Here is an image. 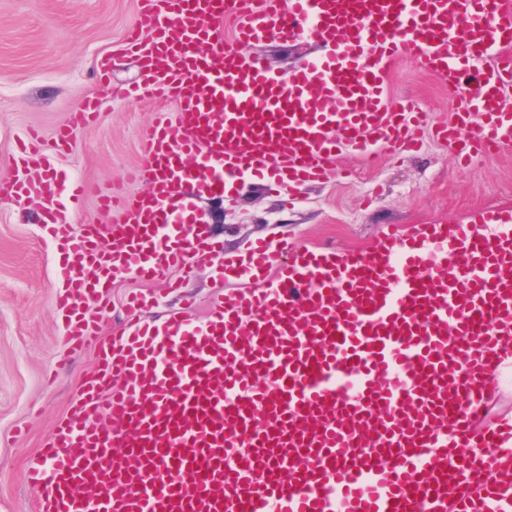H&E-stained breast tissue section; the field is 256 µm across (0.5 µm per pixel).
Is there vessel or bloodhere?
Segmentation results:
<instances>
[{
    "label": "vessel or blood",
    "mask_w": 512,
    "mask_h": 512,
    "mask_svg": "<svg viewBox=\"0 0 512 512\" xmlns=\"http://www.w3.org/2000/svg\"><path fill=\"white\" fill-rule=\"evenodd\" d=\"M140 4L127 45L142 72L127 95L176 106L142 137L144 193L100 195L117 232L73 235L55 205L79 187L49 170L40 183L66 341L99 345L81 399L28 463L41 512H512V493L483 478L489 459L512 460V418L481 424L512 336L510 210L395 225L343 254L257 245L225 263L236 288L202 322L136 323L101 341L85 316L103 281H149L209 251L196 195L232 200L245 174L314 184L343 152L412 150L424 115L390 106L395 58L455 95L435 134L459 162L511 149L512 0ZM306 36L320 50L288 72L253 52ZM97 112L86 94L55 149Z\"/></svg>",
    "instance_id": "b4317fda"
}]
</instances>
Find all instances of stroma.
<instances>
[{"instance_id": "1", "label": "stroma", "mask_w": 512, "mask_h": 512, "mask_svg": "<svg viewBox=\"0 0 512 512\" xmlns=\"http://www.w3.org/2000/svg\"><path fill=\"white\" fill-rule=\"evenodd\" d=\"M138 0H0V181L25 174V202L0 200V512H38L39 494L25 480L31 457L52 434L97 365V350H69L65 326L56 313L63 285L56 243L38 215L42 173L20 171L15 146L37 132L52 149L56 127L65 123L82 96L97 91V120L74 133L73 145L54 152L57 172L84 184L76 206L61 208L58 219L70 232L81 224L119 223L100 210L97 196L114 188L142 193L131 174L142 162L140 141L157 111H173L164 101H126L119 90L137 81L141 63L124 49ZM303 38L293 44L269 42L254 52L286 71L313 54ZM110 57L107 82L96 86L94 70ZM389 101L426 112L429 123L448 120L455 102L417 62L393 64ZM418 152L386 145L372 161L341 155L318 185L267 190L256 178L236 180L238 201L197 197V217L205 224L212 250L191 269H165L142 283L117 275L88 316L109 336L131 317L132 294L149 302L143 315L159 322L191 307L207 317L226 290L224 259L244 254L256 239L322 244L344 252L380 245L388 225L466 222L479 212L512 205V150L459 167L451 150L422 133Z\"/></svg>"}]
</instances>
